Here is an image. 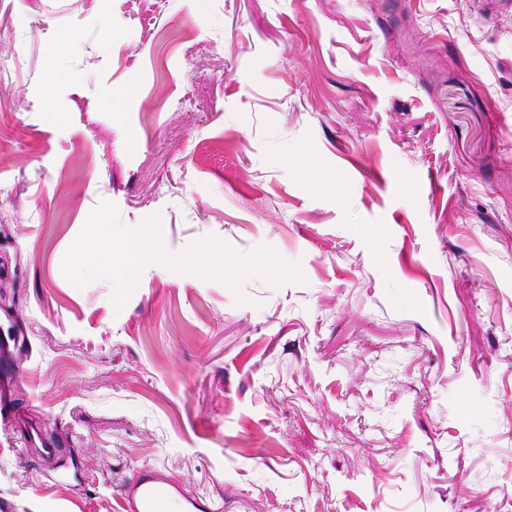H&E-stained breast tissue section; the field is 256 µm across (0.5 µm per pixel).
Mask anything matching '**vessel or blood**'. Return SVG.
<instances>
[{
	"label": "vessel or blood",
	"instance_id": "obj_1",
	"mask_svg": "<svg viewBox=\"0 0 512 512\" xmlns=\"http://www.w3.org/2000/svg\"><path fill=\"white\" fill-rule=\"evenodd\" d=\"M122 512H217L203 497L186 495L181 486L163 470L145 466L137 479L122 486Z\"/></svg>",
	"mask_w": 512,
	"mask_h": 512
}]
</instances>
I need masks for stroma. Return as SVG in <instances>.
<instances>
[{
	"label": "stroma",
	"mask_w": 512,
	"mask_h": 512,
	"mask_svg": "<svg viewBox=\"0 0 512 512\" xmlns=\"http://www.w3.org/2000/svg\"><path fill=\"white\" fill-rule=\"evenodd\" d=\"M110 201L239 289L64 255ZM0 512H119L156 466L224 512H512V8L0 0ZM55 456L34 450V437Z\"/></svg>",
	"instance_id": "35a3bbf8"
}]
</instances>
